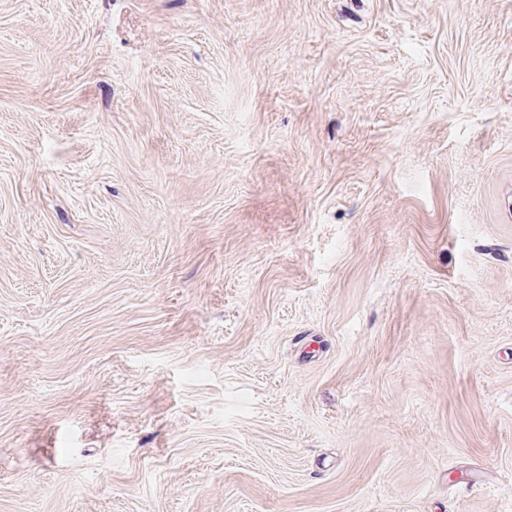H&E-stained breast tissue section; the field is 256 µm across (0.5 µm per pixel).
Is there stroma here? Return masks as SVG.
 Here are the masks:
<instances>
[{"instance_id":"stroma-1","label":"stroma","mask_w":512,"mask_h":512,"mask_svg":"<svg viewBox=\"0 0 512 512\" xmlns=\"http://www.w3.org/2000/svg\"><path fill=\"white\" fill-rule=\"evenodd\" d=\"M0 512H512V0H0Z\"/></svg>"}]
</instances>
